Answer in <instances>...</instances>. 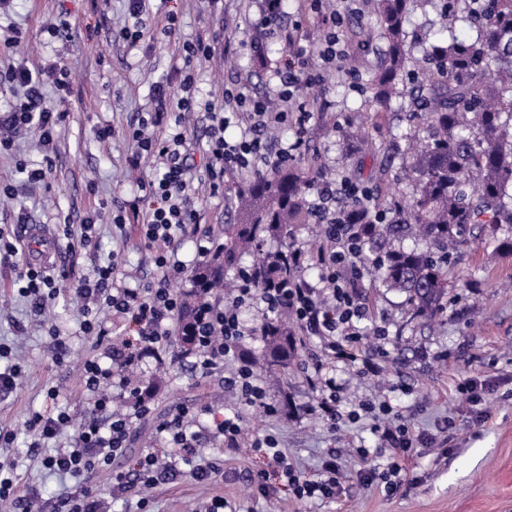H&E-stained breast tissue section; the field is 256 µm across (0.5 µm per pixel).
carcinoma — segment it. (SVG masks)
Masks as SVG:
<instances>
[{
  "instance_id": "obj_1",
  "label": "carcinoma",
  "mask_w": 512,
  "mask_h": 512,
  "mask_svg": "<svg viewBox=\"0 0 512 512\" xmlns=\"http://www.w3.org/2000/svg\"><path fill=\"white\" fill-rule=\"evenodd\" d=\"M421 0H378L377 22L387 41L375 75L376 102H390L406 64L404 21ZM477 31L470 41L430 45L429 68L416 83L413 114L426 117L425 135L407 137L402 157L412 195L402 221L367 225L364 249L374 253L395 238H419L426 249H393L373 259L387 288L405 294L417 317L442 310L448 259L474 242V231L495 236L512 228V0H459ZM311 179L291 165L247 180L236 191L235 222L224 225V243L191 275L193 291L177 317L172 342L194 344L195 315L239 267L244 255L267 241L280 247L251 265L256 285L269 284L276 255L288 252L291 227L312 220ZM266 364L288 367L296 339L280 318L263 323Z\"/></svg>"
}]
</instances>
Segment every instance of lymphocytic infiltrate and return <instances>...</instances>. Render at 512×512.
Returning a JSON list of instances; mask_svg holds the SVG:
<instances>
[{"label": "lymphocytic infiltrate", "instance_id": "lymphocytic-infiltrate-1", "mask_svg": "<svg viewBox=\"0 0 512 512\" xmlns=\"http://www.w3.org/2000/svg\"><path fill=\"white\" fill-rule=\"evenodd\" d=\"M275 76L276 92L285 104L284 109L271 110L264 100L252 96L244 84L237 90L225 91L222 103L200 101L195 96V77L189 73L177 90L156 84L152 111L131 128L130 166L139 167L142 159L150 158L156 163V174L153 179L141 181L145 196L120 207L112 222L119 227L135 225L139 242L155 250L154 260L163 282L158 286L128 287L126 275L114 259L96 267L92 274L73 285L76 297L96 300L100 307L127 323L123 336L105 345L99 354L85 359L81 384L96 409L107 411L112 400L119 398L129 403L131 411L110 414L103 425L94 421L74 422L68 411L59 408L32 415L28 426L37 432L39 439L51 440L64 432L69 435L66 445L41 460L43 468L69 475L76 481L75 491L57 497L54 512H100L96 493L86 485L91 474L111 471L113 490L127 493L138 486L167 479L175 472L177 462L189 461L196 454L197 437L188 432L184 424L187 412L182 409L156 426L160 439L168 446L165 459L145 452L133 469L116 472L111 469L113 461L124 456L135 421L152 412L150 396L133 383L129 373L145 359L170 346L183 297L170 289L168 283L187 272L177 258V245L190 226L194 229L200 255H209L216 246L212 228L197 222L204 198L190 183L192 155L177 115L206 113L204 155L208 188L210 193H217L224 181L225 169L248 173L262 167L276 168L291 160L301 145L299 136L311 114L305 106L294 103L303 82L298 56L286 59ZM1 77L19 88L21 94L0 112V150L12 147L18 135L28 129L39 132L42 144L52 147L54 131L65 120L67 112L63 102H47L45 87L52 81L59 89H67L69 70L55 62L37 71L13 67ZM234 122L246 125L247 131L240 139L230 141L224 132ZM279 127L293 128L296 138L274 149L265 133ZM340 197L366 203L372 200L367 188L350 180L319 186L315 207L325 225L326 245L314 254L296 245L290 247L288 262L294 276L287 287H254L248 272L243 271L238 275L235 294L225 304L207 305L202 310L194 366L207 375L224 362L237 361L238 367L228 383L238 390L243 405L266 403V391L255 377L250 362L237 358L243 338L256 333L255 328L242 321L241 311L257 300L264 303L267 312L287 310L298 335L323 340L325 357L314 360L308 367L306 381L320 395L316 412L329 422H336L339 417L338 385L329 372L333 363L356 365L363 376L376 377L383 371L385 350L380 347L367 350L358 328L359 321L369 314V303L363 291V234L360 225L352 223L350 217L336 207L335 201ZM20 242V235L0 234V261L16 267L15 283L20 295L47 304L56 297L55 279L45 268L27 262L19 248ZM311 265L321 271L315 284L302 275ZM382 414L384 419L376 430L381 446L392 449L393 460L383 471L371 466L360 468L358 478L361 485L380 484L392 494L401 486L405 461L411 459L423 438L412 433L391 406H383ZM251 446L272 461L270 468L256 473L263 492L285 489L300 500L335 497L342 477L335 453L327 454L319 473L308 475L289 462L274 435L255 439Z\"/></svg>", "mask_w": 512, "mask_h": 512}]
</instances>
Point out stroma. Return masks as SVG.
Instances as JSON below:
<instances>
[{
  "instance_id": "obj_1",
  "label": "stroma",
  "mask_w": 512,
  "mask_h": 512,
  "mask_svg": "<svg viewBox=\"0 0 512 512\" xmlns=\"http://www.w3.org/2000/svg\"><path fill=\"white\" fill-rule=\"evenodd\" d=\"M445 3L430 0L409 14L408 78L390 108L376 112L371 85L386 41L377 24L375 0H358L345 18L350 37L347 63L322 69L317 82L300 90L299 101L313 105L314 117L295 167L316 181L337 182L346 176L363 183L380 209L394 212L400 194L410 189L400 162L392 158L395 144L402 133L424 127L422 119L406 114L414 90L411 77L423 68L430 42L450 35L464 41L475 36L456 12H445ZM309 4L310 0H288L281 25L285 31L301 32L306 56L315 63L322 32L305 23ZM171 11L178 14L181 38L203 35L214 48L213 59L195 72L199 98L220 99L226 88L240 81L248 82L256 96H271L275 70L288 48L264 40L255 27V0H146L143 18L153 28ZM128 17L126 0H11L0 13L1 25H13L20 32L18 46L0 52V71L12 65L32 69L59 59L73 73L68 116L57 129L53 167L45 181L29 183L18 171L22 165L41 167L44 152L37 136L23 135L12 152L0 155V184L12 191L0 199V228L12 230L22 218L43 227L55 235L65 271L56 281V302L37 314L32 298L18 294L11 266L0 265V345L11 351L10 358H0V367L14 362L25 369L17 387L0 395V428L16 435L4 454L15 460L20 486L39 489L41 512H53L58 494L73 485L70 477L41 465L42 454L52 452L56 441L44 442L38 454L30 448L36 435L27 421L44 409L47 389L56 387L58 407L76 420L106 419L80 391L79 365L97 346L95 338L79 333L81 301L71 284L104 263L110 251L120 250L110 214L136 194L139 174L152 172L148 164L138 174L128 168L126 127L148 110L155 82L176 86L181 80L167 41H146L134 48L116 41L115 32ZM62 18L67 31L49 34L47 25ZM256 40L264 47L261 61L250 50ZM106 126L112 136L102 143L97 133ZM241 183L240 174H226L223 193L206 201L200 221L211 225L216 236H223L225 225L234 219L229 199ZM93 214L99 217L94 226L99 247L69 248L60 236V219L77 225ZM365 294L372 310L364 322L370 332L365 347L388 350L386 371L381 378L370 379L337 363L343 418L336 433L309 410L317 395L309 388L303 367L309 357L320 354L319 339L299 345L288 368L276 376L279 384H272L274 376L266 370L257 369V377L267 385L269 403L278 410L272 417L261 407L241 405L221 376H201L190 359L166 352L161 359L147 360L138 379L151 386L155 411L133 428L120 468H133L144 448L164 453L163 443L153 438L155 427L182 407L197 412L193 430L202 456L224 462L220 481L196 480L183 464L173 479L142 488L150 512H201L216 495L235 503L238 512H512V253L499 251L490 238L476 240L449 267L445 307L430 320L413 317L404 295L385 288L375 276L366 277ZM378 326L386 331L384 339L373 334ZM468 378L489 386L480 406L485 419L477 427L472 424V404L457 390ZM382 401L417 431L433 437L432 444L408 461L407 478L391 495L380 486H361L356 475V449H367L370 465L380 468L391 457L373 433V416L348 419L359 404ZM235 410L240 411L246 432L274 430L290 461L307 473H315L328 451H335L346 472L341 491L324 500L300 501L284 491L260 496L249 477L265 467V459L249 447L226 451L223 439L213 433L214 418ZM449 418L456 431H446ZM443 440L449 446L445 452L439 447Z\"/></svg>"
}]
</instances>
